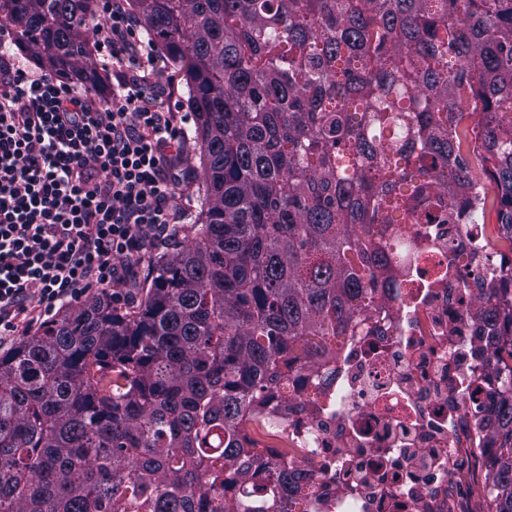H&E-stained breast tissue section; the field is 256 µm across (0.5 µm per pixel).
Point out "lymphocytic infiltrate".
<instances>
[{"mask_svg":"<svg viewBox=\"0 0 512 512\" xmlns=\"http://www.w3.org/2000/svg\"><path fill=\"white\" fill-rule=\"evenodd\" d=\"M95 24L118 75L95 85L26 70L0 28V344L57 305L124 285L149 246L170 244L187 116L156 45L116 0Z\"/></svg>","mask_w":512,"mask_h":512,"instance_id":"1","label":"lymphocytic infiltrate"}]
</instances>
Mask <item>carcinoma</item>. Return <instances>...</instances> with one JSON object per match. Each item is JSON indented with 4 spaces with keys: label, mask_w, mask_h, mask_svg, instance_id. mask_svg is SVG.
<instances>
[{
    "label": "carcinoma",
    "mask_w": 512,
    "mask_h": 512,
    "mask_svg": "<svg viewBox=\"0 0 512 512\" xmlns=\"http://www.w3.org/2000/svg\"><path fill=\"white\" fill-rule=\"evenodd\" d=\"M186 83L199 222L138 304L73 307L0 355V512H251L296 502L249 447L288 374L335 359L398 299L409 224H479L512 250V0H129ZM94 0H0L51 70L93 69ZM512 322L496 275L458 278ZM488 512H512V332Z\"/></svg>",
    "instance_id": "1"
}]
</instances>
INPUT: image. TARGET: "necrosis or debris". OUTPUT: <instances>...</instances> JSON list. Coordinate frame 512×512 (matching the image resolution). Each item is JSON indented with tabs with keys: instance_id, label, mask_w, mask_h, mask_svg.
Returning a JSON list of instances; mask_svg holds the SVG:
<instances>
[{
	"instance_id": "obj_1",
	"label": "necrosis or debris",
	"mask_w": 512,
	"mask_h": 512,
	"mask_svg": "<svg viewBox=\"0 0 512 512\" xmlns=\"http://www.w3.org/2000/svg\"><path fill=\"white\" fill-rule=\"evenodd\" d=\"M470 299L405 283L345 337L336 361L269 393L247 425L266 456H292L304 512H469L487 469L458 478L488 443L501 377Z\"/></svg>"
}]
</instances>
